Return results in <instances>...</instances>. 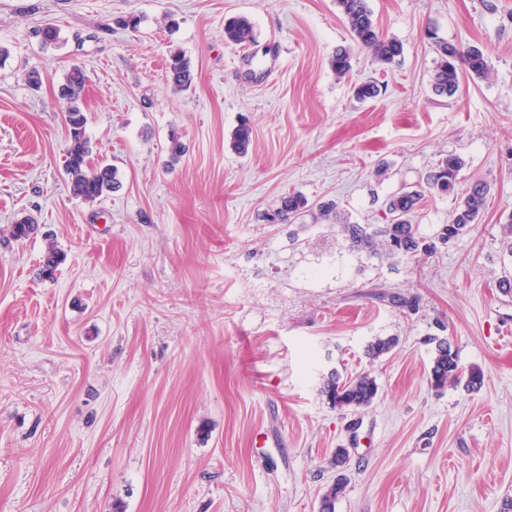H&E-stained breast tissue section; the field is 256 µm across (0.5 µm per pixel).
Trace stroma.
<instances>
[{"label": "stroma", "instance_id": "obj_1", "mask_svg": "<svg viewBox=\"0 0 512 512\" xmlns=\"http://www.w3.org/2000/svg\"><path fill=\"white\" fill-rule=\"evenodd\" d=\"M368 4L403 54L386 68L356 51L340 77L330 59L351 38L336 0H0V512H320L340 472L334 512L512 499V296L498 287L512 276V0ZM235 15L253 25L248 47L224 41ZM429 25L487 46L488 76L435 95ZM175 52L189 89L167 78ZM74 64L91 160L120 181L94 203L64 170ZM373 79L382 94L357 101ZM173 135L186 151L171 167ZM451 152L462 185L490 194L434 254L392 266L326 225L263 219L297 192L382 223L383 201ZM27 215L38 233L11 238ZM51 241L66 260L49 280ZM379 336L397 345L369 359ZM439 339L483 371L480 390L431 388ZM334 371L371 373L377 399L334 408ZM168 75L172 84L180 90L189 89L194 79L189 60L177 52L170 56Z\"/></svg>", "mask_w": 512, "mask_h": 512}]
</instances>
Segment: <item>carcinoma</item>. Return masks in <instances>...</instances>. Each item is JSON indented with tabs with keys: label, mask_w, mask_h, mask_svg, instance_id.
I'll return each mask as SVG.
<instances>
[{
	"label": "carcinoma",
	"mask_w": 512,
	"mask_h": 512,
	"mask_svg": "<svg viewBox=\"0 0 512 512\" xmlns=\"http://www.w3.org/2000/svg\"><path fill=\"white\" fill-rule=\"evenodd\" d=\"M352 44L339 46L332 56L331 65L339 76L346 75L351 67L354 50L365 49L382 65L390 66L399 61L403 52L402 44L394 38L379 36L368 0H336ZM426 37L432 40L436 53L432 74V89L439 95L454 96L460 87L462 74L483 77L487 75L488 56L478 46L459 47L438 36L431 28ZM224 41L227 44L247 47L255 41L253 25L244 16L224 20ZM168 75L172 84L187 90L194 79L190 62L180 53L170 56ZM88 77L84 69L74 64L65 76L61 86V97L66 100L65 121L68 130L65 172L71 194L88 202H96L119 187L117 169L110 164L93 166L89 164L92 149L85 135L87 117L82 108V93ZM252 130L242 122L233 132L234 149L244 154L251 143ZM465 161L456 154H448L438 160L435 166L419 181L387 197L383 202L385 223L354 224L332 199L311 205L300 193L289 192L280 197L279 206L265 216L270 223L297 224L305 228V217L313 223L331 224L339 228L350 250L364 253L370 258L386 262H398L419 253L432 254L436 248L427 245L418 234L414 224L422 200L427 197H448L456 194L458 176ZM489 186L476 181L464 196L455 198L451 219L443 224L437 234L458 241L470 233L481 220L485 211ZM39 225L31 217H24L11 225L10 236L15 240L30 237L38 231ZM66 260V254L54 243H49L43 256L41 274L53 278L57 268ZM397 345L394 337H378L367 346V355L378 359L390 353ZM429 383L435 389L447 386H463L468 391H477L484 384L481 369L472 367L465 371L458 364L457 355L448 341L436 343L429 372ZM379 385L374 376L363 373L355 377H341L333 372L325 381L323 393L332 406L338 409L359 410L374 403ZM345 490V478L341 475L328 487L322 497L321 512H334V504Z\"/></svg>",
	"instance_id": "cac0c4a2"
}]
</instances>
